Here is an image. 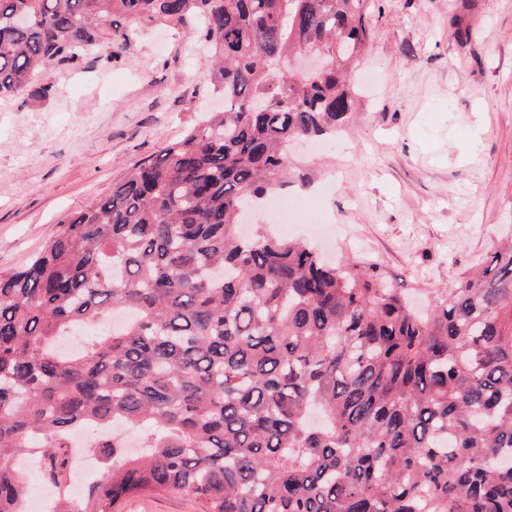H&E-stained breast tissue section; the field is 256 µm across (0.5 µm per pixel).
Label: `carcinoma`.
Returning <instances> with one entry per match:
<instances>
[{
	"label": "carcinoma",
	"instance_id": "cac0c4a2",
	"mask_svg": "<svg viewBox=\"0 0 512 512\" xmlns=\"http://www.w3.org/2000/svg\"><path fill=\"white\" fill-rule=\"evenodd\" d=\"M115 16L193 24L224 111L0 271V512H21L31 448L67 490L90 426L104 476L54 512L159 493L197 512H512V242L416 312L373 264L237 230L305 180L291 142L351 121L366 0H0V97ZM305 49L327 65L298 77ZM82 324L100 332L58 350Z\"/></svg>",
	"mask_w": 512,
	"mask_h": 512
}]
</instances>
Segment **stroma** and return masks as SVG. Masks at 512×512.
Wrapping results in <instances>:
<instances>
[{
  "instance_id": "stroma-1",
  "label": "stroma",
  "mask_w": 512,
  "mask_h": 512,
  "mask_svg": "<svg viewBox=\"0 0 512 512\" xmlns=\"http://www.w3.org/2000/svg\"><path fill=\"white\" fill-rule=\"evenodd\" d=\"M372 39L356 73L359 114L336 139L298 141L291 236L331 262L377 265L422 308L512 236V0H368ZM467 29L465 40L454 34ZM53 68L48 95L0 99V270L25 265L64 218L137 163L224 108L185 27L122 21Z\"/></svg>"
}]
</instances>
